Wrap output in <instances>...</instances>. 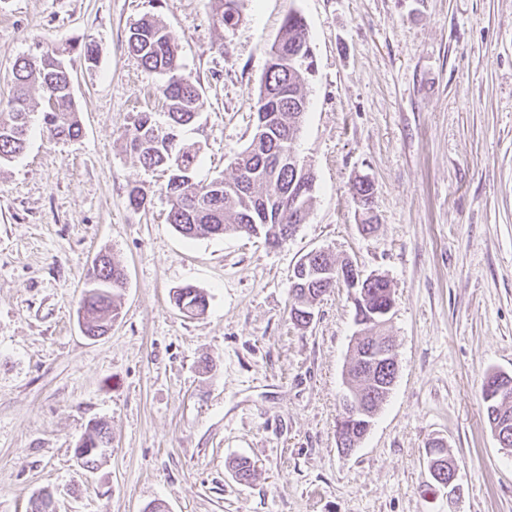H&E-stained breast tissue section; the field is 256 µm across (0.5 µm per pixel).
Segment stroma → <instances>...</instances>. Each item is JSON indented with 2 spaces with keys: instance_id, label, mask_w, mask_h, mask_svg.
I'll list each match as a JSON object with an SVG mask.
<instances>
[{
  "instance_id": "stroma-1",
  "label": "stroma",
  "mask_w": 512,
  "mask_h": 512,
  "mask_svg": "<svg viewBox=\"0 0 512 512\" xmlns=\"http://www.w3.org/2000/svg\"><path fill=\"white\" fill-rule=\"evenodd\" d=\"M0 0V100L37 41L92 42L75 58L74 141L33 122L0 166V512H512V454L487 422L481 388L512 375V0ZM303 15L315 71L297 134L314 202L283 246L239 234L187 239L167 220V177L126 149L137 112L160 111L158 77L127 48L151 15L180 47L203 108L184 139L199 179L231 176L254 132L271 42ZM375 188L362 233L352 184ZM147 203H128L132 187ZM385 276V327L399 372L351 454L336 420L357 332L346 288L290 318L297 262L314 250ZM125 268L121 314L85 336L78 303L92 262ZM192 285L203 314L180 311ZM112 448L98 469L74 449L93 420ZM442 440L456 493L434 487ZM255 466L250 482L230 464ZM173 299L176 306L182 311L188 313H203L207 306L206 295L193 288L192 286H186L179 288L173 294Z\"/></svg>"
}]
</instances>
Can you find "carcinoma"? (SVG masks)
Returning <instances> with one entry per match:
<instances>
[{
    "label": "carcinoma",
    "instance_id": "obj_1",
    "mask_svg": "<svg viewBox=\"0 0 512 512\" xmlns=\"http://www.w3.org/2000/svg\"><path fill=\"white\" fill-rule=\"evenodd\" d=\"M309 38L303 16L288 12L279 34L267 49L268 63L254 105L256 126L250 143L234 153L232 177L222 176L204 183L196 180L198 151L183 142V133L191 126L203 107L198 82L180 73L178 44L166 27L147 17L130 28L129 53L144 70L164 78L159 93L165 111L140 112L126 137V148L148 170L161 168L168 172L165 191L170 201L168 221L184 237L245 234L264 236L269 246H280L291 239L296 227L305 222L314 201L315 177L311 169L278 167L276 156L283 154L296 139L301 122L299 106L306 104L304 85L309 73L298 66V54ZM90 61L95 49L87 41L66 46L45 43L39 54L16 59L12 68V95L7 111L0 112V165L21 155L27 144L30 122L29 100L34 89L42 92L41 120L44 131L57 140H73L82 134L78 111L68 88L71 76L69 57L73 53ZM308 269L296 265L291 288L290 315L295 323H305V315L313 309L321 295L336 287V261L327 253L306 254ZM124 268L108 253L92 266L79 301V319L87 336H102L120 314L116 298L126 287ZM371 305L393 301L390 282L380 277L365 289ZM176 306L188 313H202L206 295L186 286L173 294ZM355 323L364 335L356 338L357 351L370 346L379 335V325L369 322L368 306L354 304ZM347 392L369 393V377L359 366H353L346 380ZM482 398L491 429L499 430L512 443V378L507 387L490 396L489 381H484ZM372 420L360 415L345 423L343 444L353 445L370 429ZM84 436L96 439L102 447L111 440L108 423L89 422Z\"/></svg>",
    "mask_w": 512,
    "mask_h": 512
}]
</instances>
